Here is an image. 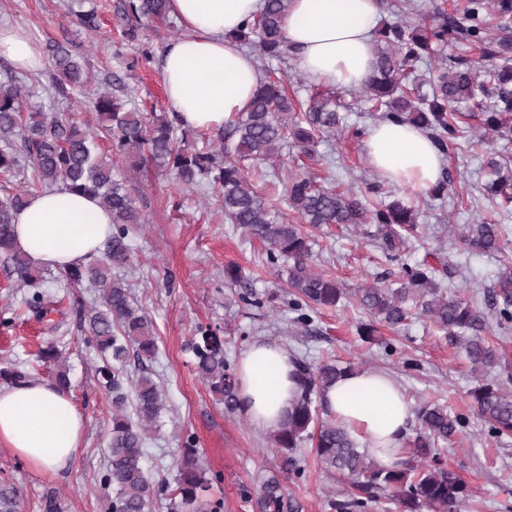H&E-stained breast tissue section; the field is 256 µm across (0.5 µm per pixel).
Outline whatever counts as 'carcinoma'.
I'll return each instance as SVG.
<instances>
[{
	"label": "carcinoma",
	"mask_w": 512,
	"mask_h": 512,
	"mask_svg": "<svg viewBox=\"0 0 512 512\" xmlns=\"http://www.w3.org/2000/svg\"><path fill=\"white\" fill-rule=\"evenodd\" d=\"M288 0H266L264 10L232 33L235 42L258 51L265 61L281 60L288 46L281 28ZM483 0H468L459 17L445 16L431 34L396 21L379 31L381 45L371 76L361 85L373 112L394 123L422 128L433 140L442 141L459 133L455 111L460 104L476 101L481 90L496 98V104L481 113V125L500 139H512V39L504 35L483 45L485 58L500 56L506 64L494 69L448 71L439 67L429 80L430 91L421 92L415 82L420 63L430 57L431 40L446 42L458 37L482 40L480 11ZM500 29L509 31L512 0H493ZM113 18L124 40L138 46L141 60L151 59V24L169 18L168 0H117ZM78 25L86 33L100 28V15L91 8L78 14ZM44 54L52 64V86L68 101V111L57 112L34 105L33 87L26 75L11 68L0 70V176L16 185H0V260L19 287L28 289L24 309L39 322L52 323L55 303L43 291L45 280L31 259L14 245V215L21 211L35 190L62 187L90 196L112 213V234L102 256L91 257L60 272L66 288L92 286L99 292L100 305H91L83 316L88 341L105 358L98 368L102 386L112 393V429L107 448L106 471L100 481L108 496L109 512H149L155 488L145 467V441L158 431L165 409V397L149 368L158 354L153 321L136 305L131 288L112 269L132 265L131 237L142 223L143 203L127 185L120 165L127 158L149 161L171 175L185 190L204 189L216 197L224 222L257 239L266 247L265 263L288 261V307L294 322L308 327L323 307H334L353 297L372 322L360 327V336L370 339L378 327L406 324L418 312L461 342L474 371L488 372L508 364L482 333L488 329L478 306L448 296L437 281V270L427 260L401 265L396 281L377 279L354 291L342 287L336 278L314 270L311 247L303 224H345L360 227L373 224L386 258L396 261L404 244L401 231L414 228L417 212L408 201L380 200L374 204L354 193L325 187L311 174H279L282 150L293 143L314 162L324 160L317 151L318 138L334 136L342 129L344 117L336 98L318 92L305 109L297 107L286 91L284 80L271 71L258 86L249 108L228 124L202 133L186 125L176 112L157 106L142 110L109 90H90L95 79L85 63L63 42H49ZM93 109L96 123L78 117L81 107ZM489 179L484 190L492 197L512 202V179L504 175L507 164L487 160ZM295 215L288 220L281 203ZM504 229L500 224H468L460 239L465 250L486 254L503 251ZM498 320H512V276L500 277L487 292ZM193 356L199 379L230 414L239 411V384L234 359L224 350L220 329L199 324L186 343ZM135 357L140 372L126 369ZM300 394L280 429L268 435L279 456L278 471L301 477L304 457L301 446L315 444L321 466L330 476H339L344 487L328 495L333 512H370L388 496L401 512H460L470 489L459 476L445 467L435 452L439 441L448 439L461 424L438 404L426 403L416 414L418 429L407 458L390 466L379 463L359 446L349 432L319 411L324 388L352 372L351 365L333 360L311 363L295 358ZM29 378L20 367L0 369V379L18 385ZM134 394V414L127 411V389ZM474 408L498 436L512 435V388L481 380L470 392ZM176 488L171 512H198L201 495L218 475L206 477L197 464L195 441L187 436L173 459ZM261 512H299L298 503L287 487L272 476L258 487ZM19 491L13 483L0 481V512H18Z\"/></svg>",
	"instance_id": "obj_1"
}]
</instances>
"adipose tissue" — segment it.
<instances>
[{"label": "adipose tissue", "mask_w": 512, "mask_h": 512, "mask_svg": "<svg viewBox=\"0 0 512 512\" xmlns=\"http://www.w3.org/2000/svg\"><path fill=\"white\" fill-rule=\"evenodd\" d=\"M264 7V0H170L189 34L168 45L160 62L167 100L191 126L210 130L246 111L260 82L254 58L226 36ZM380 0H288L283 29L299 67L309 78L339 88L359 86L374 68L372 31ZM0 56L16 68L37 71L45 58L21 30L0 27ZM370 166L415 190L440 179L441 156L421 130L381 122L363 138ZM15 246L35 265L61 270L100 253L112 217L96 199L65 189L34 193L14 217ZM288 348L265 341L242 351L239 399L244 415L275 432L299 388ZM330 416L367 442L383 464L402 449L414 412L402 387L379 370L355 371L325 388ZM85 423L66 394L36 379L0 386V445L40 472L69 469Z\"/></svg>", "instance_id": "ef3b65f1"}]
</instances>
